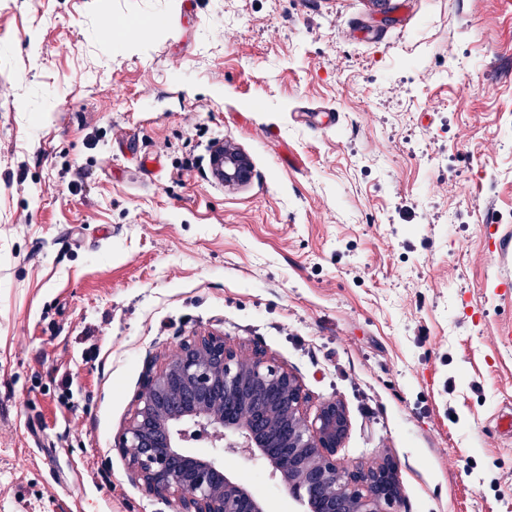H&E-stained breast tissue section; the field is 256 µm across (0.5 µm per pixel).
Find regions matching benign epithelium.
I'll return each instance as SVG.
<instances>
[{"label": "benign epithelium", "instance_id": "7a95c632", "mask_svg": "<svg viewBox=\"0 0 512 512\" xmlns=\"http://www.w3.org/2000/svg\"><path fill=\"white\" fill-rule=\"evenodd\" d=\"M218 158L225 184L249 180L243 153L226 146ZM137 401L114 448L129 457L148 493L176 498L180 512H266L223 464L185 451V423L224 442L228 453L263 458L288 479L291 495L308 512H392L401 498L390 458L351 467L336 459L348 428L340 401L323 403L308 419L292 373L258 353L237 354L222 336H200L163 368H148ZM229 431L235 436L230 442Z\"/></svg>", "mask_w": 512, "mask_h": 512}]
</instances>
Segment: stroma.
Here are the masks:
<instances>
[{"label": "stroma", "mask_w": 512, "mask_h": 512, "mask_svg": "<svg viewBox=\"0 0 512 512\" xmlns=\"http://www.w3.org/2000/svg\"><path fill=\"white\" fill-rule=\"evenodd\" d=\"M211 332L395 512H512V0H0V512H176L113 440ZM221 161V173L225 185H240L246 183L251 175L248 158L235 148L225 146L218 155Z\"/></svg>", "instance_id": "stroma-1"}]
</instances>
